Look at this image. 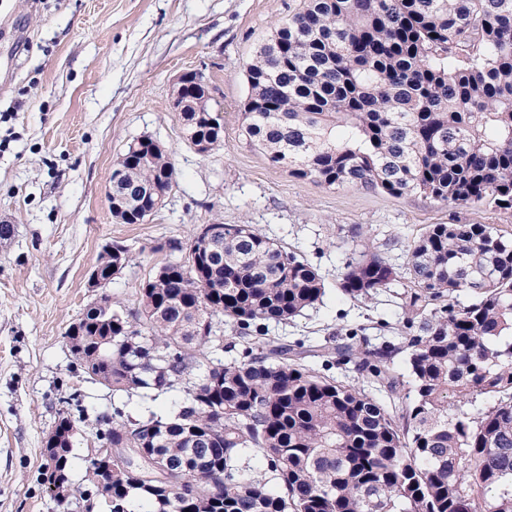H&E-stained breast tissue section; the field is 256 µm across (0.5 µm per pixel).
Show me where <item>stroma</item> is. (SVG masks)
Returning a JSON list of instances; mask_svg holds the SVG:
<instances>
[{"instance_id":"35a3bbf8","label":"stroma","mask_w":512,"mask_h":512,"mask_svg":"<svg viewBox=\"0 0 512 512\" xmlns=\"http://www.w3.org/2000/svg\"><path fill=\"white\" fill-rule=\"evenodd\" d=\"M300 0H0V512H62L39 484L41 448L61 394L79 390L89 415L112 409L108 389L82 379L64 339L100 296L133 304L169 260V240L202 225L251 224L300 251L326 294L281 335L319 345L342 326L396 321L387 294L359 303L336 288L356 241L404 262L393 232L426 224H491L512 234V210L445 205L355 187L327 188L271 166L241 133L246 65ZM210 78L224 141L200 155L172 109L176 77ZM149 136L177 170L163 209L115 223L105 191L127 142ZM133 260L104 288L88 277L107 241Z\"/></svg>"}]
</instances>
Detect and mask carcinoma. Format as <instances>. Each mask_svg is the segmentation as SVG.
<instances>
[{
    "label": "carcinoma",
    "instance_id": "1",
    "mask_svg": "<svg viewBox=\"0 0 512 512\" xmlns=\"http://www.w3.org/2000/svg\"><path fill=\"white\" fill-rule=\"evenodd\" d=\"M243 134L268 163L331 188L418 195L512 209V0H303L247 66ZM181 113L187 141H224L223 119ZM120 186L169 189L168 153L134 141ZM134 218L156 215L132 198ZM168 242L169 260L132 308L89 307L65 332L85 381L112 391L96 416L87 484L57 504L93 512H512V238L491 224H427L398 267L363 246L340 274L353 301L392 293L401 314L377 346L350 325L313 346L272 334L315 306L322 275L251 224ZM130 249L102 250L121 273ZM230 324V360L215 359ZM404 356L411 379L399 398ZM317 358L321 369L308 365ZM353 365L367 386L335 370ZM177 395L174 409L131 401ZM40 481L69 475L86 420L77 391L60 397ZM252 449L266 479L246 478ZM112 480L98 491L100 471Z\"/></svg>",
    "mask_w": 512,
    "mask_h": 512
}]
</instances>
